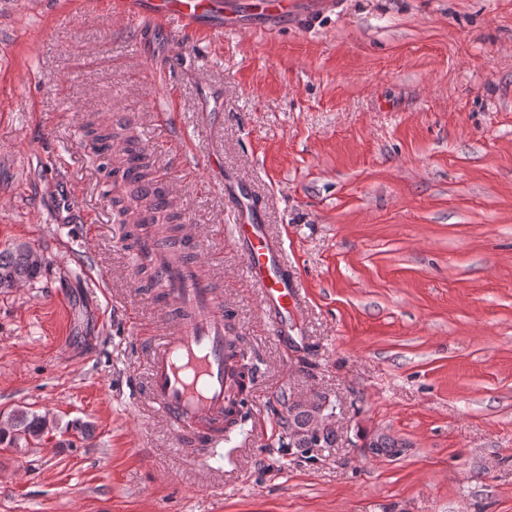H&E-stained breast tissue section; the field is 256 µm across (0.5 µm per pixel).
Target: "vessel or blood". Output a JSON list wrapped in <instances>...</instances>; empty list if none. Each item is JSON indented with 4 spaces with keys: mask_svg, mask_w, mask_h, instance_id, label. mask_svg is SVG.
Listing matches in <instances>:
<instances>
[{
    "mask_svg": "<svg viewBox=\"0 0 512 512\" xmlns=\"http://www.w3.org/2000/svg\"><path fill=\"white\" fill-rule=\"evenodd\" d=\"M111 12L137 32L171 36L170 22L195 28L217 17L233 24L228 0H111ZM239 213L231 227L234 247L245 262L248 282L277 335L288 333L291 311L299 306L297 279L284 260V244L259 224L258 207L243 186L229 193ZM200 239L195 225H181L175 244L143 237L136 263L147 264L163 284L159 319L142 322L136 311L123 310L125 322L145 341V392L137 406L172 429L177 453L188 448H216L224 442L225 415L237 409L233 361L227 351L231 306L216 288L208 269L195 259Z\"/></svg>",
    "mask_w": 512,
    "mask_h": 512,
    "instance_id": "b4317fda",
    "label": "vessel or blood"
}]
</instances>
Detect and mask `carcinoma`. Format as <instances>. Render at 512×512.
<instances>
[{
	"mask_svg": "<svg viewBox=\"0 0 512 512\" xmlns=\"http://www.w3.org/2000/svg\"><path fill=\"white\" fill-rule=\"evenodd\" d=\"M86 134L91 140L95 152L105 156L106 165L117 180L124 178L129 164L143 158L139 143L131 135L119 132L108 125L89 123ZM110 195L112 208L122 218V223L129 225L125 237L131 240L130 247L138 246L142 231L147 230L161 241L167 243L175 240L178 216L170 209L156 206L142 187L126 186L124 190ZM46 264L41 251L26 243L0 251V289L14 288L36 278ZM232 356L241 360L238 371L237 398L245 400L255 370L251 359L243 353L232 352ZM47 418L34 413L19 412L11 425V442L29 438L37 440L48 429Z\"/></svg>",
	"mask_w": 512,
	"mask_h": 512,
	"instance_id": "cac0c4a2",
	"label": "carcinoma"
}]
</instances>
